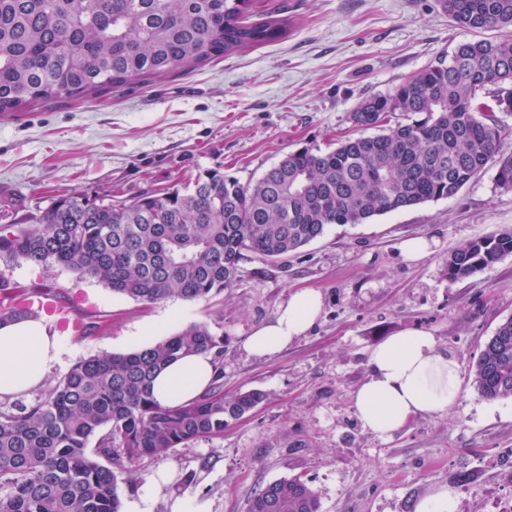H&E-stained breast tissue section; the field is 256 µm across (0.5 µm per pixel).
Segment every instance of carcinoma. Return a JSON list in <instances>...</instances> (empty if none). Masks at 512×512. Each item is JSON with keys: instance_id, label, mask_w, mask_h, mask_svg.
<instances>
[{"instance_id": "carcinoma-1", "label": "carcinoma", "mask_w": 512, "mask_h": 512, "mask_svg": "<svg viewBox=\"0 0 512 512\" xmlns=\"http://www.w3.org/2000/svg\"><path fill=\"white\" fill-rule=\"evenodd\" d=\"M456 24L507 30L459 44L388 95L362 100L363 131L323 150L291 151L254 182L219 168L181 186L122 201L69 192L37 224H0V261L65 266L144 305L208 300L235 286L242 262H271L321 237L330 224L456 196L496 167L512 192V0H441ZM252 0H0V116L37 101L71 99L162 78L277 41L279 8L254 21ZM396 115L402 121L390 124ZM512 253V229L461 244L446 260L464 280ZM25 291L0 276V326L27 318L9 303ZM213 357L215 377L195 400L164 407L154 376L178 358ZM224 337L191 324L153 346L77 362L28 402L0 401V512H121L119 474L148 457L220 436L266 399L224 396ZM474 384L484 399L512 398V318L486 343ZM94 448H89L90 442ZM119 460L114 471L99 459ZM299 477L272 482L248 512H320Z\"/></svg>"}]
</instances>
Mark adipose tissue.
Returning a JSON list of instances; mask_svg holds the SVG:
<instances>
[{"mask_svg": "<svg viewBox=\"0 0 512 512\" xmlns=\"http://www.w3.org/2000/svg\"><path fill=\"white\" fill-rule=\"evenodd\" d=\"M321 307L316 289L290 293L275 317L247 337L246 349L257 356L282 351L312 327ZM58 354L57 339L42 322L25 319L0 327V394L39 385ZM368 365L353 406L362 427L377 436L392 437L417 416L444 413L460 396L459 365L428 331L413 328L387 337L369 353ZM213 377L211 355H190L158 374L153 394L161 405L175 408L199 397Z\"/></svg>", "mask_w": 512, "mask_h": 512, "instance_id": "adipose-tissue-1", "label": "adipose tissue"}]
</instances>
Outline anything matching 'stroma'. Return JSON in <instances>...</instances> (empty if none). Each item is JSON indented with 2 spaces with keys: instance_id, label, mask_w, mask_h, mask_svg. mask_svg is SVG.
I'll use <instances>...</instances> for the list:
<instances>
[{
  "instance_id": "stroma-1",
  "label": "stroma",
  "mask_w": 512,
  "mask_h": 512,
  "mask_svg": "<svg viewBox=\"0 0 512 512\" xmlns=\"http://www.w3.org/2000/svg\"><path fill=\"white\" fill-rule=\"evenodd\" d=\"M256 12L285 8L287 36L173 74L81 98L46 101L0 118V224H34L58 197L128 199L222 167L246 183L286 153L334 146L355 135L359 102L391 93L458 44L497 33L454 23L440 0H255ZM487 169L451 199L332 224L323 236L272 263L241 265L234 288L208 301L172 298L145 306L63 266L4 264L27 288L60 291L76 316L101 327L83 336L46 318L60 344L47 372L63 378L83 358L137 349L142 325L182 309L185 326L207 325L224 339V393L258 389L265 400L223 435L145 459L120 484L122 512L160 471L173 479L155 495L206 502L209 512H248L252 496L290 477L307 481L321 512H414L432 487L458 491V512H489L512 495V398L486 400L474 369L496 328L512 317V254L462 281L449 280L448 254L460 243L512 229V193ZM430 244L410 261L401 244ZM316 288L314 327L281 352L251 355L245 339L271 320L292 290ZM410 327L430 331L454 358L461 393L447 412L419 416L383 439L362 428L353 394L366 355ZM467 484H459L460 474Z\"/></svg>"
}]
</instances>
